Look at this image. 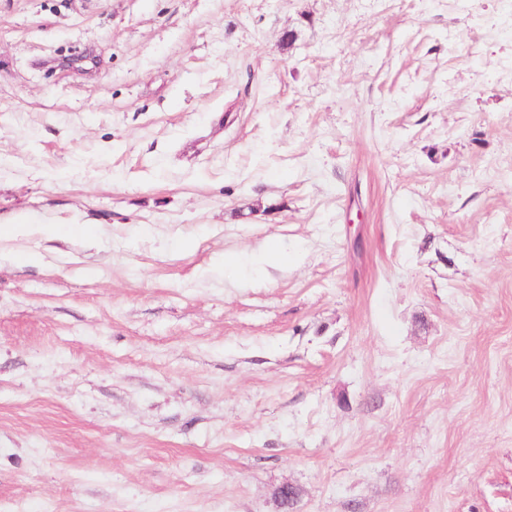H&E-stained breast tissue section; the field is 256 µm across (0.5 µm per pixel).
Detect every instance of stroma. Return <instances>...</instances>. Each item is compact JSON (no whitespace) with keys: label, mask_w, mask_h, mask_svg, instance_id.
Masks as SVG:
<instances>
[{"label":"stroma","mask_w":512,"mask_h":512,"mask_svg":"<svg viewBox=\"0 0 512 512\" xmlns=\"http://www.w3.org/2000/svg\"><path fill=\"white\" fill-rule=\"evenodd\" d=\"M0 512H512V0H0Z\"/></svg>","instance_id":"1"}]
</instances>
